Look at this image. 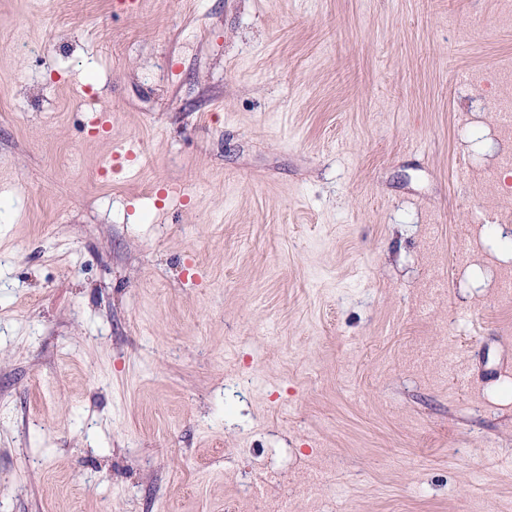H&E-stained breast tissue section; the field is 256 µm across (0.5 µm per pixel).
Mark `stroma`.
Returning a JSON list of instances; mask_svg holds the SVG:
<instances>
[{"label":"stroma","mask_w":512,"mask_h":512,"mask_svg":"<svg viewBox=\"0 0 512 512\" xmlns=\"http://www.w3.org/2000/svg\"><path fill=\"white\" fill-rule=\"evenodd\" d=\"M507 100L512 0H0V512H512Z\"/></svg>","instance_id":"obj_1"}]
</instances>
